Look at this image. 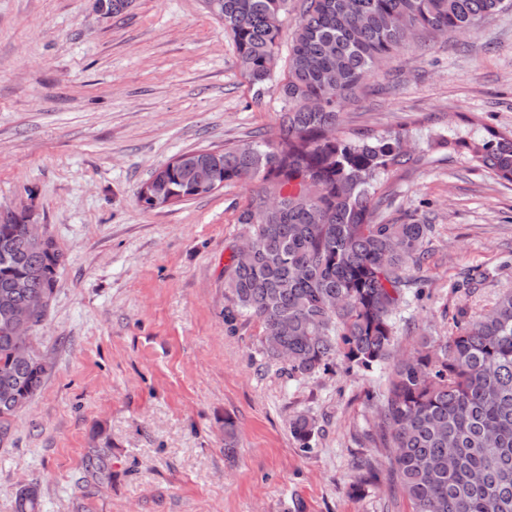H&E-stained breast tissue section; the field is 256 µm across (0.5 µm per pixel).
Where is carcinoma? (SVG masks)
Here are the masks:
<instances>
[{"label": "carcinoma", "mask_w": 512, "mask_h": 512, "mask_svg": "<svg viewBox=\"0 0 512 512\" xmlns=\"http://www.w3.org/2000/svg\"><path fill=\"white\" fill-rule=\"evenodd\" d=\"M505 0H304L280 84L283 107L272 138L224 150H192L157 168L138 193L153 210L210 195L232 182H257L237 223L250 256L224 267L230 319L252 316L264 327L263 352L288 376H310L336 360L365 370L389 366L377 406L375 447L386 461L357 466L348 493L374 484L381 468L411 512H512V292L490 310L462 312L449 336H426L397 353L393 320L405 274L418 265L428 224L372 221L377 180L413 161L401 134L338 135L346 104L384 60L438 36L472 33L502 12ZM224 23L243 76L257 93L272 81L288 0H208ZM322 101L314 111L307 102ZM440 149L463 152L512 182V132L440 137ZM66 260L56 240L32 247L23 217L0 216V447L13 444L14 418L41 391L51 368L31 336L16 332L12 308L28 294L54 296ZM315 422L295 415L290 432L310 447ZM95 482L109 478L107 456H88ZM34 485L18 491L16 512H39Z\"/></svg>", "instance_id": "cac0c4a2"}]
</instances>
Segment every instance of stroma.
Instances as JSON below:
<instances>
[{
	"instance_id": "stroma-1",
	"label": "stroma",
	"mask_w": 512,
	"mask_h": 512,
	"mask_svg": "<svg viewBox=\"0 0 512 512\" xmlns=\"http://www.w3.org/2000/svg\"><path fill=\"white\" fill-rule=\"evenodd\" d=\"M279 87L255 94L202 0H0V208L66 253L33 338L52 363L0 447V512L37 483L41 512H408L387 473L348 495L377 455L367 394L386 374L336 364L291 377L254 317L224 321V266L254 187L146 210L140 185L176 154L273 137ZM512 130V10L475 33L387 60L342 132H401L414 163L385 175L378 223L427 224V253L394 320L398 347L447 336L512 290V182L429 149L448 130ZM316 423L310 450L294 415ZM237 441L224 450V421ZM102 448L111 478L83 482ZM315 422L304 413L295 415L290 425V432L299 448H311Z\"/></svg>"
}]
</instances>
